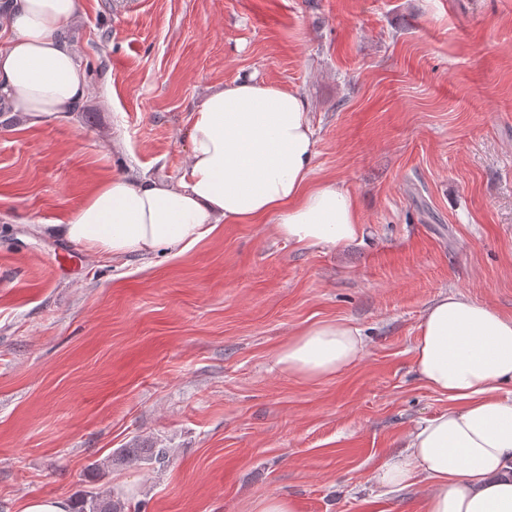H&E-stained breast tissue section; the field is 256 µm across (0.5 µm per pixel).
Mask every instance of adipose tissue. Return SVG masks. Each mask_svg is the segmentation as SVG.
I'll return each mask as SVG.
<instances>
[{
  "label": "adipose tissue",
  "mask_w": 512,
  "mask_h": 512,
  "mask_svg": "<svg viewBox=\"0 0 512 512\" xmlns=\"http://www.w3.org/2000/svg\"><path fill=\"white\" fill-rule=\"evenodd\" d=\"M79 11L80 0H7L0 9V104L29 124L69 119L90 95L65 37ZM189 138L179 183L108 178L58 234L117 255L185 250L220 225L267 220L302 249L362 238L353 197L336 182L311 179L315 131L299 91L225 85L195 110ZM365 351L358 328L323 320L290 336L276 364L290 376L321 380ZM412 358L423 382L451 405L416 424L375 482L393 491L420 487L422 512H512V317L461 293L441 294L420 317Z\"/></svg>",
  "instance_id": "adipose-tissue-1"
}]
</instances>
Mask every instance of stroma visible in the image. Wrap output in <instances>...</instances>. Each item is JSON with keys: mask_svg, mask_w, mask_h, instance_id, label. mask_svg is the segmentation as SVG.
<instances>
[{"mask_svg": "<svg viewBox=\"0 0 512 512\" xmlns=\"http://www.w3.org/2000/svg\"><path fill=\"white\" fill-rule=\"evenodd\" d=\"M66 37L93 89L72 119L0 108V512L106 490L125 512H421L373 480L450 405L413 368L419 318L447 291L512 315V0H81ZM251 76L305 94L312 178L363 239L225 224L141 257L55 233L107 176L179 182L204 95ZM330 319L361 361L282 372ZM146 445L169 464L92 468ZM365 351L358 328L342 320H323L290 336L277 351L276 365L295 378L321 380L354 366ZM253 512H296L293 499L282 495H269L258 499Z\"/></svg>", "mask_w": 512, "mask_h": 512, "instance_id": "1", "label": "stroma"}]
</instances>
